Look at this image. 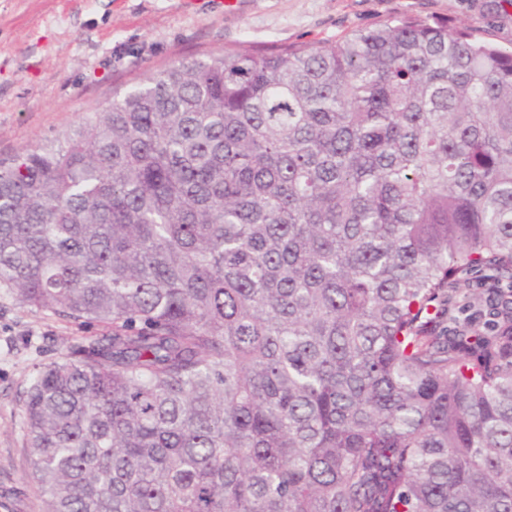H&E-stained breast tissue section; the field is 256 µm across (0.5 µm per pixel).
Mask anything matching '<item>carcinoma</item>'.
Returning a JSON list of instances; mask_svg holds the SVG:
<instances>
[{
    "label": "carcinoma",
    "instance_id": "cac0c4a2",
    "mask_svg": "<svg viewBox=\"0 0 512 512\" xmlns=\"http://www.w3.org/2000/svg\"><path fill=\"white\" fill-rule=\"evenodd\" d=\"M0 288L111 326L27 391L46 512H512V52L407 17L149 71L0 160ZM487 288H481L477 281L463 284L457 289L451 314L460 321H468L476 328H482L487 320Z\"/></svg>",
    "mask_w": 512,
    "mask_h": 512
}]
</instances>
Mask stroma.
Here are the masks:
<instances>
[{
    "label": "stroma",
    "mask_w": 512,
    "mask_h": 512,
    "mask_svg": "<svg viewBox=\"0 0 512 512\" xmlns=\"http://www.w3.org/2000/svg\"><path fill=\"white\" fill-rule=\"evenodd\" d=\"M0 0V158L61 135L147 70L224 51L317 44L402 17L446 22L512 49V0ZM487 289L461 285L451 314L487 319ZM102 324L22 305L0 288V512H44L29 477L23 403L36 371Z\"/></svg>",
    "instance_id": "stroma-1"
}]
</instances>
